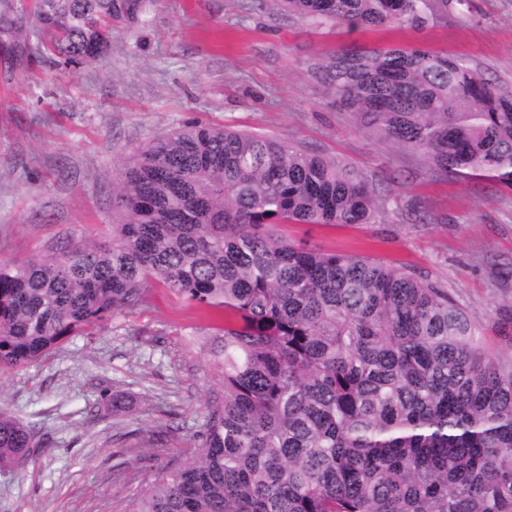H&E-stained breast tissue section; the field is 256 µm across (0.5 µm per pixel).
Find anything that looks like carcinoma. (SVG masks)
I'll return each mask as SVG.
<instances>
[{
    "instance_id": "obj_1",
    "label": "carcinoma",
    "mask_w": 512,
    "mask_h": 512,
    "mask_svg": "<svg viewBox=\"0 0 512 512\" xmlns=\"http://www.w3.org/2000/svg\"><path fill=\"white\" fill-rule=\"evenodd\" d=\"M153 0H33L20 53L79 65ZM352 27L421 25L448 0H285ZM24 17L0 0V22ZM310 71L356 127L443 176L512 187V91L423 48L335 52ZM112 238L0 261V372L140 305L154 279L223 325L197 453L127 512H512V363L448 292L278 232L371 224L358 171L284 140L195 123L140 149L113 188ZM37 432L0 410V469Z\"/></svg>"
}]
</instances>
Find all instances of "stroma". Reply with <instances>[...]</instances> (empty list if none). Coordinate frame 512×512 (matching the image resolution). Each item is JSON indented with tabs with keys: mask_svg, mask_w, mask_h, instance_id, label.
Masks as SVG:
<instances>
[{
	"mask_svg": "<svg viewBox=\"0 0 512 512\" xmlns=\"http://www.w3.org/2000/svg\"><path fill=\"white\" fill-rule=\"evenodd\" d=\"M353 46L460 56L512 87V0L358 30L290 13L281 0H155L144 22L117 24L99 61H0V261L107 239L113 182L138 149L189 122L226 126L360 171L379 198L375 223L281 233L447 289L484 346L512 359V188L444 177L354 128L308 72ZM215 325L152 281L143 304L0 374V409L41 443L22 466L0 470V512H125L159 470L196 453L214 386L198 339ZM115 392L126 397L119 416L102 400Z\"/></svg>",
	"mask_w": 512,
	"mask_h": 512,
	"instance_id": "stroma-1",
	"label": "stroma"
}]
</instances>
